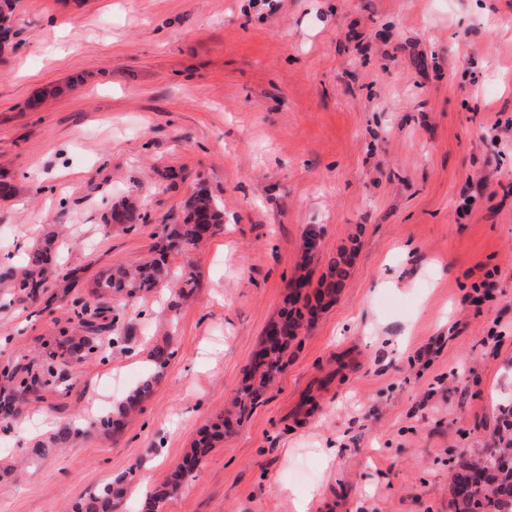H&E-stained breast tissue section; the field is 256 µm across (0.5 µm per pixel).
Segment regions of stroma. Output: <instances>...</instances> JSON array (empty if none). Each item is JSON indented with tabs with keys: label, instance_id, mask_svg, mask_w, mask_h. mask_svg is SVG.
<instances>
[{
	"label": "stroma",
	"instance_id": "obj_1",
	"mask_svg": "<svg viewBox=\"0 0 512 512\" xmlns=\"http://www.w3.org/2000/svg\"><path fill=\"white\" fill-rule=\"evenodd\" d=\"M0 50V373L119 317L0 424V512L166 481L240 387L300 274L351 256L274 384L161 512H453L512 399V0H18ZM503 121L490 132L489 123ZM206 190L219 231L167 255L191 297L96 294ZM143 224L110 220L121 200ZM51 243L44 292L5 279ZM494 271L482 303L474 284ZM174 355L121 431L94 421ZM69 421L79 434L26 450Z\"/></svg>",
	"mask_w": 512,
	"mask_h": 512
}]
</instances>
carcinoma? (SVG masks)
<instances>
[{
    "label": "carcinoma",
    "instance_id": "carcinoma-1",
    "mask_svg": "<svg viewBox=\"0 0 512 512\" xmlns=\"http://www.w3.org/2000/svg\"><path fill=\"white\" fill-rule=\"evenodd\" d=\"M15 0H0V48L9 41L14 24ZM187 215L181 224L166 225L162 231L160 253L197 245L210 237L222 223L220 205L206 192L199 191L186 205ZM112 219L118 224L133 227L143 220L138 206L124 201L113 207ZM48 248L33 252L29 267L15 273L8 271L3 277L10 278L14 287L31 296L43 287V264ZM350 257L341 254L328 264L327 272L320 279L313 295H304L301 288L310 284L308 275L299 276V283L274 325L279 327L281 336L270 345H263L258 357L251 362L248 374L232 401L231 408L220 415L210 427L204 429L193 443L183 462L178 465L170 479L156 486L146 495L141 512H158L160 505L182 489L195 468L210 453L215 444L234 432L241 416L254 405L261 392L271 384L277 374L288 363V349L310 323L306 315H315L324 305L332 301L336 290L347 276ZM168 277L164 260L154 258L145 261L132 270L118 269L100 288L133 295L149 293L159 287ZM198 286L197 274L183 271L179 275L178 293L190 297ZM62 352L73 355L78 351L91 350V337L67 336L61 344ZM172 352L165 346L152 349L149 358L153 374L141 380L127 397L112 411L98 421L96 427L114 432L125 426L129 413L153 393L154 386L161 378ZM61 374L55 360L43 362L30 378L17 379L6 375L0 385V422L16 421L22 418L29 396L43 387L58 381ZM78 429L67 421L59 424L48 442L38 443L29 449V457L40 458L57 448L69 445ZM451 504L454 512H512V405L501 412L497 428L492 435V447L485 449L483 457L472 459L460 455L455 463L451 480ZM123 499V479L105 485L96 494L77 502L73 512H118Z\"/></svg>",
    "mask_w": 512,
    "mask_h": 512
}]
</instances>
